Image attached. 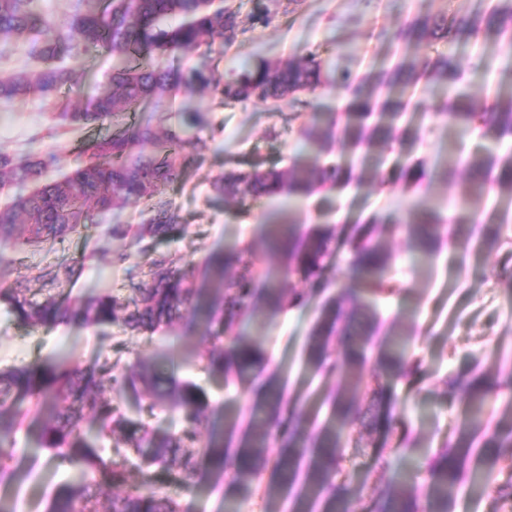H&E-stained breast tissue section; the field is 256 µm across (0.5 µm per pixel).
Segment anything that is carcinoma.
<instances>
[{"instance_id": "obj_1", "label": "carcinoma", "mask_w": 512, "mask_h": 512, "mask_svg": "<svg viewBox=\"0 0 512 512\" xmlns=\"http://www.w3.org/2000/svg\"><path fill=\"white\" fill-rule=\"evenodd\" d=\"M276 14L262 6L243 20L240 12L214 5V0H76L74 10L63 20L49 19L34 9L33 0H0V42L30 36L29 54L36 67L0 78V100L38 92L49 98L66 88L73 90V69L59 64L63 56L82 60L106 51L115 58L108 82L98 89L86 106L60 117L73 125L105 128V132L82 141L76 148L78 163L60 179L50 178L56 166V154L42 149L23 155L0 152V185L16 188L9 206L0 211V252L41 250L80 235L94 223V217L129 205H141L137 229L128 224H109L100 233L98 250L108 251L114 238H131L141 245L145 238L163 236L177 227L170 202L163 197L167 186L177 182L181 171L176 156L184 143L192 145L196 155L211 149V140L198 135L204 125L199 112L183 113L181 128L160 136L151 120L139 119V112L180 88L211 89L226 101H278L338 83L351 90L355 99L345 113L343 135L351 151L363 157L381 156L398 142L395 120L406 109L403 95H425L430 84L455 78L448 55L439 53L426 60L414 72L406 60L377 79L400 92L393 109L379 113L373 130L367 120L376 107L360 97V88L347 72L334 73L316 51L297 60L273 63L260 59L233 71L219 84L212 70L196 66L173 72L166 59L184 48L208 57L214 38L228 47L255 26L267 27ZM177 19L173 25L166 24ZM465 30L474 40L492 33L512 30V0H495L490 6L450 18L419 14L403 23L390 36L394 42L409 44L418 34L429 32L437 38L452 40ZM454 136L462 141L476 128L497 144L512 137V94L497 97L487 106L474 102L453 114ZM335 117L319 120L303 130L301 149L286 171H230L216 182L226 196L257 200L264 196L286 194L298 200L319 189L360 186L366 179L380 178L376 168L352 169L339 162L321 163L326 152ZM471 174L470 192L462 222L479 223L485 193L497 188L512 198V153L500 154L487 147L480 153L460 158ZM404 223L418 225L414 252L429 257L440 238V220L420 206L409 212ZM280 243L288 242V270H256V259L248 247H234L225 253H212L206 259L208 282L218 287L196 286L184 281L173 260L164 254L151 258L146 278L130 274L122 289L131 297L124 299L107 288L91 299L72 296L75 277L91 258L49 262L30 267L28 285L0 288V306L18 322L37 328L82 323L94 327L118 326L131 335L153 336L175 321L186 326L196 324L205 315L206 343L199 361L211 372L231 377L262 393L254 403L249 432L234 452L224 447L223 430L235 427L236 418L224 411V428L216 425L218 412L206 393L194 382L174 375L160 376L152 369L123 368L109 360L92 361L81 367L69 358L47 363L0 367V483L12 481L9 465L15 447V434L28 419L53 406L51 423L40 437L41 447L51 460L76 470L73 478L52 499L47 512H180L178 501L152 486L117 496L113 490L127 485L132 468L177 470L185 488L195 486L207 462L219 475L230 474L244 490L253 489L265 472L270 480L264 487L269 512L283 489L298 479V461H305L304 495L297 512H309V500H323L324 512H351L356 496L334 484L336 463L342 458L346 442L347 419L366 377V348L375 344L377 365L391 380L402 381L413 375L408 346L389 336L373 340L378 328L376 312L364 303L363 295H376L389 287L391 254L384 247L375 220L357 225L348 240L352 268L361 288L343 289L339 297L326 304L308 336L307 367L323 377H338L344 385L327 397L331 406L328 420L308 434L303 427L304 413L286 397L280 378L259 370L261 343L253 329L264 325L280 311L287 295L288 277L304 280L320 277L330 252L334 230L317 226L298 236L293 225L275 229ZM343 338V353L333 358L329 347L334 338ZM142 384L146 409H170L178 414L181 429L177 433L157 434L143 421H132L112 407V399L102 395L106 388L123 390ZM449 389L463 403V415L454 439L446 441L429 462V483L425 512H451L462 485L477 483L494 469L512 466V415L506 414L505 427L490 438L495 451L474 446L485 433L484 408L490 386L482 379L457 375L448 381ZM28 399L22 411L17 402ZM98 422L95 434L81 428L86 416ZM281 448L276 459L266 453L269 441ZM417 508L411 487L397 481L380 491L372 512H412Z\"/></svg>"}]
</instances>
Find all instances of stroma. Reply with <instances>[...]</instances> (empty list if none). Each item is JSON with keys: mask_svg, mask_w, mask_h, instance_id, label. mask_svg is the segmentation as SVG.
I'll list each match as a JSON object with an SVG mask.
<instances>
[{"mask_svg": "<svg viewBox=\"0 0 512 512\" xmlns=\"http://www.w3.org/2000/svg\"><path fill=\"white\" fill-rule=\"evenodd\" d=\"M266 2L276 13L271 26L256 28L224 54L206 60L194 51L181 52L178 65L204 63L221 78L229 70L259 59L286 61L316 51L332 57L338 70L362 78L391 66L392 49L386 36L407 18L425 13L443 15L451 9L462 13L472 0ZM435 52L449 54L470 99L485 100L498 88L512 93V45L503 40L489 35L476 42L459 34L447 43L426 36L409 45L407 58L419 68ZM111 71V55L99 53L78 67V93L64 90L50 99L32 93L0 100V117L9 120L8 126H0V150L26 151L34 132L53 124L55 113L86 103ZM446 88L441 82L434 85L429 97L412 98L408 118L400 123L407 131L406 146L384 155L380 182L317 193L293 202L283 195L238 202L224 198L214 184L230 170H287L302 130L314 122L316 114L345 111L350 95L343 87L328 84L312 93L303 92V99L309 102L305 108L286 101L227 102L218 93L191 89L180 90L175 98L147 108L148 113L161 116L164 130L178 129L182 112L203 113L206 123L201 134L215 138L211 151L201 158L190 146L182 147L177 158L181 177L166 194L181 228L152 244L154 252L174 259L186 280L201 283L205 258L235 243L252 245L259 266L286 270V255L267 234L268 220L291 216L304 231L320 224L334 227L333 255L322 276L314 283L289 277L288 285L302 303L293 313L277 314L263 331L266 371L280 376L286 393L299 399L305 413H315L324 396L340 386L339 379H324L306 370L309 332L326 301L337 297L340 289L355 285L345 242L354 221L378 218V229L393 256L390 278L396 290L378 300L375 307L385 320L386 330L408 339L417 369L410 379L387 386L385 395L393 400L391 429L372 431L358 421L347 426V447L335 481L359 485L355 512H368L378 491L400 473L410 482L417 500H424L429 458L454 436L462 417L461 402L448 390L450 377L475 371L486 375L492 389L486 406L490 422L500 420L506 406L512 404V380L506 372L512 367V223L497 222L492 205L499 197L490 194L480 220L487 230L497 233L498 244L491 250L470 245L465 263H458L460 244L469 231L468 225L458 221L469 176L460 169L446 181L435 169L440 152L450 143L451 120L433 108L434 102L445 99ZM414 166L423 167L424 173L410 185L401 170ZM428 197L450 235L442 239L429 273L420 274L413 271L410 262L414 234L397 219ZM137 220L136 207L115 210L101 215L99 225L90 227L83 236L59 245L57 253L62 255H93L75 284L78 296L88 298L104 287L119 288L127 274L146 272L148 254L128 241H113L111 253L105 255L93 252L101 226ZM117 251L125 253L123 262H114ZM204 347L203 329L187 333L177 323L152 338L128 336L116 326L105 336L99 328L75 324L34 329L0 308V366L48 361L65 350L82 366L98 357L124 365L141 360L193 380L207 391L213 405H230L239 412L241 423H248L253 393L246 385L225 384L220 375L198 362L181 364L186 352L198 354ZM174 360L180 363L175 370L170 367ZM49 418V413H42L17 434L19 450L10 462L16 477L11 484L0 485V497L13 503L16 512H45L52 496L71 476L70 466L34 452ZM406 432L416 438L424 453L399 462L389 449ZM145 479L175 497L183 512H225L229 502L235 512H267L262 488L243 493L228 476L217 479L207 475L197 486L184 488L172 474L145 478L135 472L129 483L136 486ZM511 489L512 469L496 470L480 489H462L453 512H512V500L507 497Z\"/></svg>", "mask_w": 512, "mask_h": 512, "instance_id": "35a3bbf8", "label": "stroma"}]
</instances>
